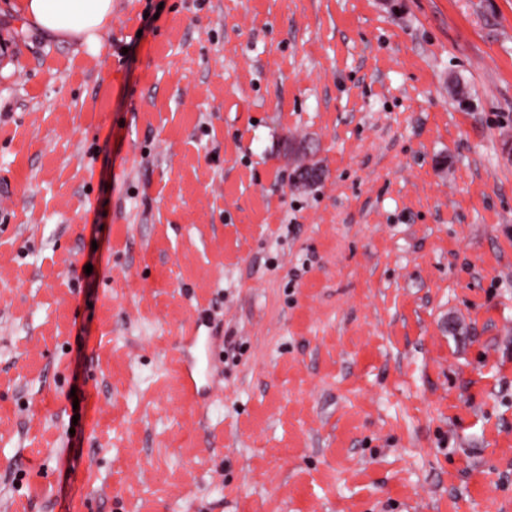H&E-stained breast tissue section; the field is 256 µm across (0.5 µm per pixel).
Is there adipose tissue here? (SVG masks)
<instances>
[{
  "label": "adipose tissue",
  "instance_id": "adipose-tissue-1",
  "mask_svg": "<svg viewBox=\"0 0 512 512\" xmlns=\"http://www.w3.org/2000/svg\"><path fill=\"white\" fill-rule=\"evenodd\" d=\"M23 8L46 35L75 39L104 26L112 14V0H24Z\"/></svg>",
  "mask_w": 512,
  "mask_h": 512
}]
</instances>
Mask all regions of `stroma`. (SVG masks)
<instances>
[{
  "label": "stroma",
  "instance_id": "obj_1",
  "mask_svg": "<svg viewBox=\"0 0 512 512\" xmlns=\"http://www.w3.org/2000/svg\"><path fill=\"white\" fill-rule=\"evenodd\" d=\"M98 38L0 0V503L512 512V0Z\"/></svg>",
  "mask_w": 512,
  "mask_h": 512
}]
</instances>
